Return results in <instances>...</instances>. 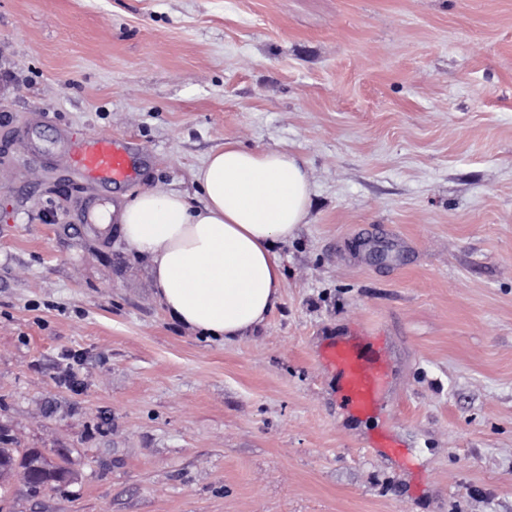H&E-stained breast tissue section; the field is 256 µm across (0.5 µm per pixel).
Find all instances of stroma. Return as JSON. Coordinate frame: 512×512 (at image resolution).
Segmentation results:
<instances>
[{"instance_id":"stroma-1","label":"stroma","mask_w":512,"mask_h":512,"mask_svg":"<svg viewBox=\"0 0 512 512\" xmlns=\"http://www.w3.org/2000/svg\"><path fill=\"white\" fill-rule=\"evenodd\" d=\"M97 134L127 180L71 163ZM228 139L314 196L218 344L87 218L198 203ZM345 340L387 374L366 415ZM0 436L71 472L0 512H512V0H0ZM328 358L336 367L338 387L347 406L356 413L374 410L384 379L383 365L376 354L348 342L334 346Z\"/></svg>"}]
</instances>
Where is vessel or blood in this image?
<instances>
[{"mask_svg": "<svg viewBox=\"0 0 512 512\" xmlns=\"http://www.w3.org/2000/svg\"><path fill=\"white\" fill-rule=\"evenodd\" d=\"M74 166L93 179L112 183L129 177L128 160L117 142L108 135H97L72 153ZM338 376V387L347 406L354 412L374 410L384 379L383 366L373 351L348 342L329 354Z\"/></svg>", "mask_w": 512, "mask_h": 512, "instance_id": "1", "label": "vessel or blood"}]
</instances>
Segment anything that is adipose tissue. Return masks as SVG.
I'll list each match as a JSON object with an SVG mask.
<instances>
[{
    "label": "adipose tissue",
    "mask_w": 512,
    "mask_h": 512,
    "mask_svg": "<svg viewBox=\"0 0 512 512\" xmlns=\"http://www.w3.org/2000/svg\"><path fill=\"white\" fill-rule=\"evenodd\" d=\"M201 201L149 188L98 214L151 264L157 297L185 329L214 342L248 337L282 299L275 244L296 237L313 196L304 161L282 149L229 140L193 173Z\"/></svg>",
    "instance_id": "adipose-tissue-1"
}]
</instances>
